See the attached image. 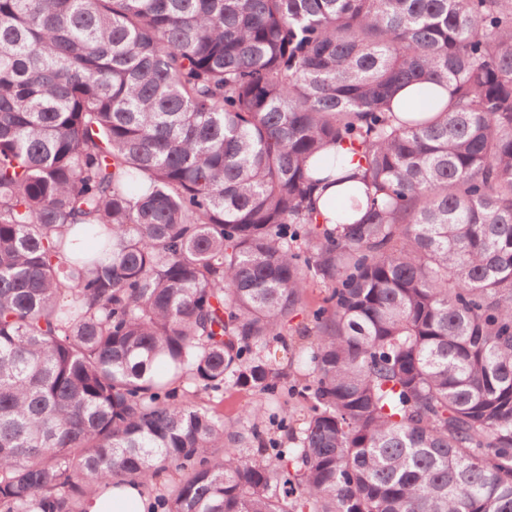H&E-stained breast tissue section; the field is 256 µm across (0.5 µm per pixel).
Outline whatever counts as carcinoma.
Instances as JSON below:
<instances>
[{"instance_id":"1","label":"carcinoma","mask_w":512,"mask_h":512,"mask_svg":"<svg viewBox=\"0 0 512 512\" xmlns=\"http://www.w3.org/2000/svg\"><path fill=\"white\" fill-rule=\"evenodd\" d=\"M169 470L163 512H512V0H0V512ZM340 185H319L314 193L313 198L316 200V205L323 217H325L328 222L325 224H336V214L335 211L330 207L329 203L331 201H335L337 193L340 189ZM326 288L320 284L309 288L307 293V311L295 316L288 324V331L284 332V342H273L265 350V355L271 358L276 364L283 368L290 375V380L296 383H305L312 380L308 367L302 362V358L309 349L311 343L314 342L315 336L312 332H306L305 336L301 335L304 327L312 331L313 324L311 317L308 315L310 310L316 309L322 304L326 295ZM203 402L213 410L224 416V423L227 425H237L248 412L258 405L265 403L268 408L274 410L278 407L288 409V413L292 414L291 425L294 431L299 432L302 427L304 418L308 415L305 406L298 404L295 400L287 398L284 395L258 397L251 392L239 390L232 386H225L224 393L212 397V395H202Z\"/></svg>"}]
</instances>
